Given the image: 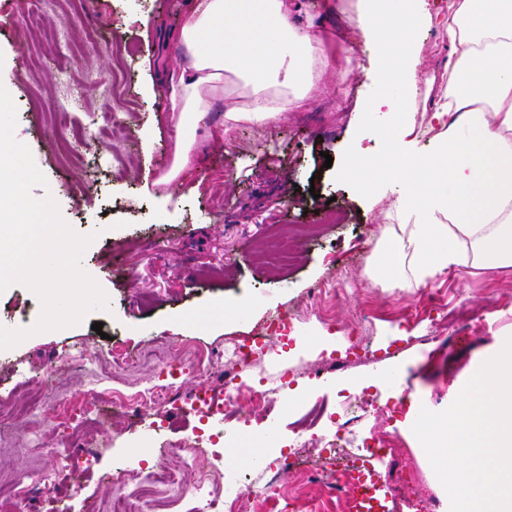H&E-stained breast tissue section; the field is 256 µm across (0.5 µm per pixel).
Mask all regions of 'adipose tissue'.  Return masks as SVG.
Listing matches in <instances>:
<instances>
[{
  "label": "adipose tissue",
  "mask_w": 512,
  "mask_h": 512,
  "mask_svg": "<svg viewBox=\"0 0 512 512\" xmlns=\"http://www.w3.org/2000/svg\"><path fill=\"white\" fill-rule=\"evenodd\" d=\"M425 3L360 0L357 24L379 48L377 105L394 113L416 90L417 28L436 21L446 33L445 100L428 151L406 153L390 137L382 160L352 154L341 167L365 193L381 177L396 181L395 221L382 230L394 249L370 274L407 290L450 269L512 268V0H452L437 19ZM302 13L301 0H186L167 39L186 47L187 60L160 72L180 129L166 181L187 162L211 99H226L228 120L263 123L308 108L329 75L346 77L350 47Z\"/></svg>",
  "instance_id": "1"
}]
</instances>
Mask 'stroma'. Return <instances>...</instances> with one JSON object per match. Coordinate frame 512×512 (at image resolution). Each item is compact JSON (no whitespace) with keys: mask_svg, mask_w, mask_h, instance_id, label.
<instances>
[{"mask_svg":"<svg viewBox=\"0 0 512 512\" xmlns=\"http://www.w3.org/2000/svg\"><path fill=\"white\" fill-rule=\"evenodd\" d=\"M183 0H84L80 13L63 19L60 9L43 12L40 26L23 19L21 0H0V84L17 109L15 135L30 148L63 219L81 235H94L80 265L107 293L109 307L91 312L77 325L33 335L0 357V409L27 404L41 391L39 408L45 454H32L19 431H0V478L23 479L37 470L58 476L44 496L53 506L87 512L107 507L116 493L109 476L151 467L161 445L178 444L200 428L198 418L168 408L162 430L148 417L132 416L109 393L165 378L184 362L180 346L192 342L217 352L230 337L261 331L271 315L291 320L262 353L243 366L253 383L276 381L279 407L265 414L242 399L246 427L229 429L222 443L201 456L186 474L224 467V495L245 499V486L257 468L225 463L227 449L255 437L267 438V454L287 452L288 439L302 420L303 406L341 412L349 394L400 398L412 393L395 424L418 459L430 493L442 485L422 446L409 430V415L426 408H448L471 375L512 337V269L469 273L450 270L431 280L449 317L438 326L414 317L421 289L402 290L370 278L386 214L395 200L392 181L363 193L339 170L347 155L382 159L385 136L401 128L409 149H428L431 114L445 86L442 71L448 42L438 26L422 28L416 66L417 93L407 102L403 123L392 113L373 111L381 86L378 46L356 24L357 0H334L324 15L322 0L309 14L335 36L350 40L353 70L345 79L329 78L324 91L302 112H285L269 123L224 119V102L211 101L198 127L190 161L171 183H161L174 160L177 113L167 107L160 82V59L177 63L186 50L165 44L164 35L181 21ZM64 25L71 43L101 32L112 51L95 49L89 59L72 62L70 76L40 57L43 31ZM93 70L100 86L82 80ZM67 106L76 122L87 113H120L126 139L119 146L87 139L78 156L62 158L55 146L51 116ZM294 238L289 266L276 262L280 226ZM333 283L342 294L327 308L328 322L315 315L312 291ZM226 305L244 307L239 318L225 317ZM41 310L36 295L15 284L0 293V326L34 324ZM102 323L95 332L94 323ZM437 335L439 348L413 344L416 336ZM333 336L331 356L349 355L350 364L323 377L311 373L322 355L315 342ZM166 350L165 363L150 361L112 368L105 388L88 386L64 353L102 360L108 340ZM52 370L48 384L43 371ZM107 407L101 420L71 419L60 426L63 405ZM74 441L95 449L93 467L69 468L52 456ZM81 498L69 496L73 483Z\"/></svg>","mask_w":512,"mask_h":512,"instance_id":"obj_1","label":"stroma"}]
</instances>
